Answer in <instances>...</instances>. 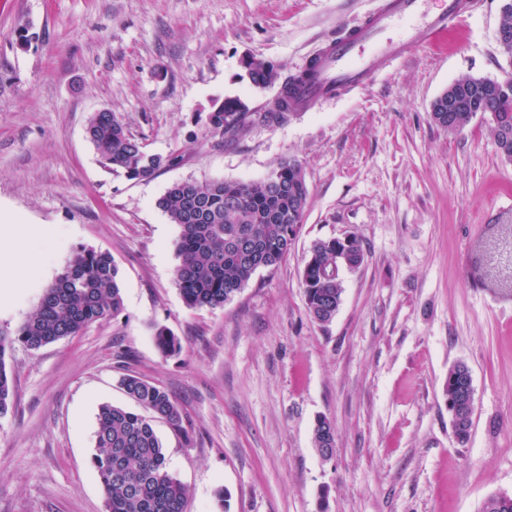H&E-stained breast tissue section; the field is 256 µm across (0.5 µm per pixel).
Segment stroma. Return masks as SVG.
Here are the masks:
<instances>
[{"label": "stroma", "mask_w": 512, "mask_h": 512, "mask_svg": "<svg viewBox=\"0 0 512 512\" xmlns=\"http://www.w3.org/2000/svg\"><path fill=\"white\" fill-rule=\"evenodd\" d=\"M382 0H0V209L55 228L42 263L0 308L14 332L79 247L109 252L120 314L79 335L6 356L13 405L0 417V512H105L90 459L101 404H136L135 373L178 403L183 432L158 420L186 512H481L512 495V304L474 287L471 243L512 212V162L491 124H434L458 79L512 71L497 32L503 0L371 83L283 123L263 121L281 79ZM276 64L259 91L244 60ZM250 117L233 141L207 116L225 98ZM108 109L147 151L179 155L153 177L103 169L85 127ZM288 158L308 187L287 259L223 307L188 308L175 284L177 225L157 200L183 180L264 178ZM354 233L364 261L341 273L327 324L302 284L311 246ZM181 352L162 357L155 326ZM472 374L470 437L448 411V372ZM336 452L313 445L318 417Z\"/></svg>", "instance_id": "obj_1"}]
</instances>
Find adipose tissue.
<instances>
[{"instance_id": "1", "label": "adipose tissue", "mask_w": 512, "mask_h": 512, "mask_svg": "<svg viewBox=\"0 0 512 512\" xmlns=\"http://www.w3.org/2000/svg\"><path fill=\"white\" fill-rule=\"evenodd\" d=\"M31 240L19 217L0 213V308L9 305L13 289L40 265L41 256Z\"/></svg>"}]
</instances>
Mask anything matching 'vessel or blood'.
I'll use <instances>...</instances> for the list:
<instances>
[{"instance_id": "obj_1", "label": "vessel or blood", "mask_w": 512, "mask_h": 512, "mask_svg": "<svg viewBox=\"0 0 512 512\" xmlns=\"http://www.w3.org/2000/svg\"><path fill=\"white\" fill-rule=\"evenodd\" d=\"M424 0H384L359 26L340 33L310 62L305 78L291 93L290 111L306 112L320 102L362 88L394 62L421 47L437 44L449 27L469 14L475 0H444L436 13L422 10ZM410 21L406 34L388 39L387 31L400 21Z\"/></svg>"}]
</instances>
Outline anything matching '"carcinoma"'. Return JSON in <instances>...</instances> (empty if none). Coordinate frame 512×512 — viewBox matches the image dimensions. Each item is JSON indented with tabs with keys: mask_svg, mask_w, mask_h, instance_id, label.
Returning <instances> with one entry per match:
<instances>
[{
	"mask_svg": "<svg viewBox=\"0 0 512 512\" xmlns=\"http://www.w3.org/2000/svg\"><path fill=\"white\" fill-rule=\"evenodd\" d=\"M248 78L254 87L265 89L277 79V70L259 63L248 71ZM293 81L292 77L285 80L274 111L263 119L282 123L292 116L288 93ZM243 107L237 98L224 100L209 117L211 131L230 139L236 136L249 118ZM479 113L491 116L495 137L509 130L512 152V87L469 97L460 111L450 114L448 130H462ZM86 130L101 165L112 172L120 170L130 179L150 178L179 161L177 155L145 151L109 110L93 113ZM272 175L271 182L265 178L240 183L184 180L158 200L159 208L179 227L175 282L189 308L223 307L257 270L274 269L287 258L295 241L288 232L303 223L308 190L302 164L294 158L280 162ZM312 251L315 263L304 278L308 311L325 323L331 321L329 307L336 303L339 288L336 243L321 239ZM122 310L119 269L112 256L77 248L15 333L0 335V417L8 413L11 395L7 352L17 344L38 349L76 336ZM153 341L163 357L182 349L179 338L165 326L155 328ZM119 383L143 412L107 403L99 407L91 464L105 492L106 512H185L188 490L169 472L153 426L159 419L183 431L179 406L163 388L136 375L126 374Z\"/></svg>",
	"mask_w": 512,
	"mask_h": 512,
	"instance_id": "cac0c4a2",
	"label": "carcinoma"
}]
</instances>
